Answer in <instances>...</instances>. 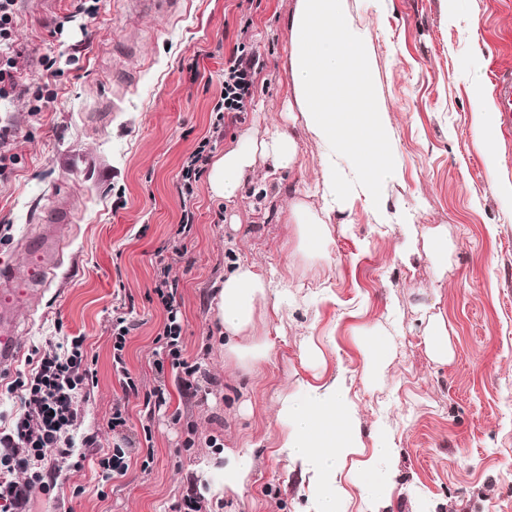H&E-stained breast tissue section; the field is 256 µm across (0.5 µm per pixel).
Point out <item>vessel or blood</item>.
Listing matches in <instances>:
<instances>
[{
	"mask_svg": "<svg viewBox=\"0 0 512 512\" xmlns=\"http://www.w3.org/2000/svg\"><path fill=\"white\" fill-rule=\"evenodd\" d=\"M498 112L505 127L512 130V66L500 68L495 77ZM63 244L55 238H37L27 245L26 275L8 269L0 272V373L12 368L20 353L14 311L18 304L43 286L46 272L58 265Z\"/></svg>",
	"mask_w": 512,
	"mask_h": 512,
	"instance_id": "b4317fda",
	"label": "vessel or blood"
}]
</instances>
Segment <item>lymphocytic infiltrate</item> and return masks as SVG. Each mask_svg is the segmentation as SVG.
Wrapping results in <instances>:
<instances>
[{"label":"lymphocytic infiltrate","instance_id":"f902f5d3","mask_svg":"<svg viewBox=\"0 0 512 512\" xmlns=\"http://www.w3.org/2000/svg\"><path fill=\"white\" fill-rule=\"evenodd\" d=\"M16 4L17 0H0V101L28 94L34 101L33 111L38 112L45 98L42 89H28L18 80L25 49L15 39ZM261 66L259 56L253 54L240 53L228 60L221 98L214 107L215 127H222L225 113L247 111L254 76ZM171 271V265L164 263L157 272L155 292L167 317L156 338L159 352L154 366L159 371L171 369L180 380L182 394L194 396L200 390V365L188 361L182 353L178 284ZM27 364V371L17 373L9 385L10 393L19 400V409L10 429L0 432V512H26L34 490L47 493L54 489L47 469L49 459L78 469L84 457L77 454V446L98 445L95 435H84L78 442L71 435L77 424L79 402L95 377L83 337H72L61 353L51 348L35 350ZM126 426L122 409H114L108 427L122 442L98 458L103 478L124 475L128 469L133 442L124 435Z\"/></svg>","mask_w":512,"mask_h":512}]
</instances>
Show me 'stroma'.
<instances>
[{"mask_svg":"<svg viewBox=\"0 0 512 512\" xmlns=\"http://www.w3.org/2000/svg\"><path fill=\"white\" fill-rule=\"evenodd\" d=\"M76 4L19 0L15 32L29 53L21 80L53 98L36 114L24 97L0 106V125L14 133V161L0 176V267L23 269L26 242L44 233L60 201L75 212L45 290L14 312L21 359L0 375V428L17 407L8 385L34 348L84 337L96 372L75 434H97L99 445L82 469L61 470L53 492L34 493L28 512H171L191 494L211 512H307L308 486L279 451V400L337 367L359 371L361 333L393 308L404 317L387 383L358 380L352 390L366 446L387 436L399 450L388 512H418L426 502L435 512H512V198L494 191L496 181L512 182V138L491 127L492 170L476 131L477 112L495 104L497 68L512 63V0H460L453 10L448 0H347L353 25L370 34L378 101L396 127L402 182L389 207H409L416 228L445 227L451 268L440 281L427 253L397 260L399 225L375 224L360 200L332 216L325 264L293 257L288 204L320 177L317 144L285 114L296 0H180L172 13L98 0L91 18L75 15ZM67 14L72 22L56 34ZM240 47L263 67L251 109L227 114L218 134L224 63ZM44 56L52 67L41 65ZM477 77L487 90L481 102ZM275 125L292 128L298 165L274 173L258 162L230 201L212 198L200 178L195 220L179 234L181 168L200 141L211 139L220 155L242 134L260 137ZM178 240L188 249L181 258ZM163 261L178 281L183 354L201 365L204 392L192 399L153 366L165 321L154 291ZM235 261L275 271L297 295L269 315L273 349L254 372L224 363L217 297ZM423 305L451 328L448 363L426 350ZM117 306L134 324L124 352L137 384L129 393L112 366ZM304 338L321 351L320 365L303 359ZM161 380L170 404L148 412ZM116 405L136 446L126 475L106 481L97 459L117 442L107 426ZM244 446L254 461L245 490L215 494L209 458Z\"/></svg>","mask_w":512,"mask_h":512,"instance_id":"35a3bbf8","label":"stroma"}]
</instances>
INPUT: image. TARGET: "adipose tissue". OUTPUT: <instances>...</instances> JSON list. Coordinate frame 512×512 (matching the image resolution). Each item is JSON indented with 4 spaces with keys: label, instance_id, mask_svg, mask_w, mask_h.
I'll return each mask as SVG.
<instances>
[{
    "label": "adipose tissue",
    "instance_id": "1",
    "mask_svg": "<svg viewBox=\"0 0 512 512\" xmlns=\"http://www.w3.org/2000/svg\"><path fill=\"white\" fill-rule=\"evenodd\" d=\"M290 52L286 85L288 120L304 126L320 146V200L301 193L288 204L293 227V253L311 265L327 256L328 223L333 213L346 212L352 199L365 201L377 224H398L407 233L396 256L409 263L417 253L410 210H390L389 189L401 178L396 132L385 110L374 103V63L367 31L354 27L346 0H296L289 22ZM299 145L292 134L275 129L263 137L243 134L239 142L216 157L209 171L212 197L232 200L257 160L276 170H292ZM273 276L256 265L236 262L224 275L217 310L224 335V361L245 370L257 369L271 353L260 322L265 307L280 311L291 300L274 291ZM387 328H373L363 341L361 380L383 386L391 363ZM351 379L338 368L328 382L310 384L301 396L283 397L277 421L280 445L290 463L308 482L312 512H347L350 494L344 466L350 456L367 453L357 488L371 512H382L390 499L391 473L399 462L392 440L374 448L362 443L359 413L351 395ZM253 467L250 450L224 449L218 468L222 490L242 493Z\"/></svg>",
    "mask_w": 512,
    "mask_h": 512
}]
</instances>
